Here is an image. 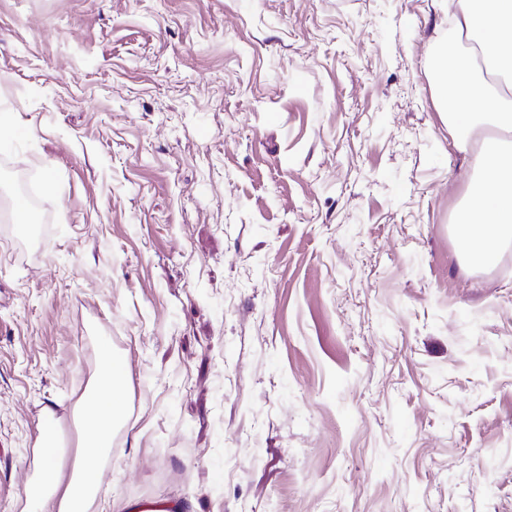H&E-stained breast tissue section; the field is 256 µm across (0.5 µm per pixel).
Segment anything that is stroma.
<instances>
[{
	"label": "stroma",
	"instance_id": "35a3bbf8",
	"mask_svg": "<svg viewBox=\"0 0 512 512\" xmlns=\"http://www.w3.org/2000/svg\"><path fill=\"white\" fill-rule=\"evenodd\" d=\"M456 0H0V512L102 345L101 494L512 512V240L461 259ZM44 184L36 241L13 182Z\"/></svg>",
	"mask_w": 512,
	"mask_h": 512
}]
</instances>
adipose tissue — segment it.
I'll return each mask as SVG.
<instances>
[{"label":"adipose tissue","mask_w":512,"mask_h":512,"mask_svg":"<svg viewBox=\"0 0 512 512\" xmlns=\"http://www.w3.org/2000/svg\"><path fill=\"white\" fill-rule=\"evenodd\" d=\"M458 36L477 45V54H454L439 74L436 96L458 129L457 145L479 141L478 176L466 185L464 207L454 220L459 252L474 264L492 262L512 236V155L499 136L512 133V0H462L455 15ZM125 373L110 346H103L93 384L79 408L86 438L69 475L60 471L59 426L44 410L37 445L42 474L27 493V512H106L99 499L112 438L126 418Z\"/></svg>","instance_id":"adipose-tissue-1"}]
</instances>
